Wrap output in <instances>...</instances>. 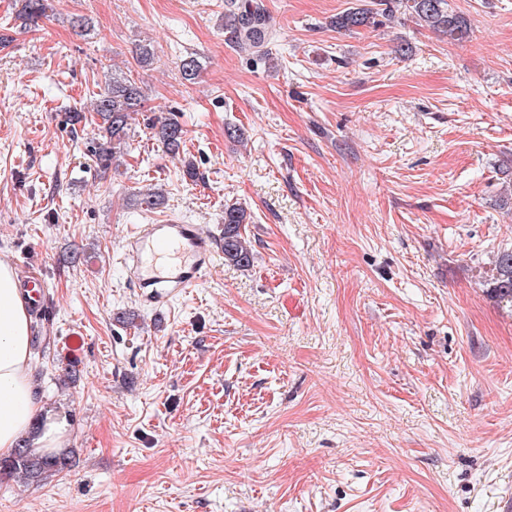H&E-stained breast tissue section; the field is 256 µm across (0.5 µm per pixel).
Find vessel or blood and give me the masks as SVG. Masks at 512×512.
Segmentation results:
<instances>
[{
  "label": "vessel or blood",
  "instance_id": "b4317fda",
  "mask_svg": "<svg viewBox=\"0 0 512 512\" xmlns=\"http://www.w3.org/2000/svg\"><path fill=\"white\" fill-rule=\"evenodd\" d=\"M124 249L130 281L145 289V303L156 308L198 286L215 256L208 229L177 221L137 225Z\"/></svg>",
  "mask_w": 512,
  "mask_h": 512
}]
</instances>
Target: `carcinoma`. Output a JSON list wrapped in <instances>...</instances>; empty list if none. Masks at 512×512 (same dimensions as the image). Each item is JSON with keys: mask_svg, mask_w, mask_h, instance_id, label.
Instances as JSON below:
<instances>
[{"mask_svg": "<svg viewBox=\"0 0 512 512\" xmlns=\"http://www.w3.org/2000/svg\"><path fill=\"white\" fill-rule=\"evenodd\" d=\"M403 10L419 25L448 35L450 41L467 38V21L448 9V0H371V5L361 4L336 15L331 25L338 30L352 31L358 28H377ZM48 0H22L20 17L24 23L37 26L47 16ZM224 37L241 52H248L271 60L265 45L270 39V16L262 0H224ZM179 70L182 79L193 82L200 72V62L189 57ZM141 88L127 77H112L107 88L97 94L93 111L98 117L99 138L92 140L91 155L98 168L107 171L128 147L132 114L142 111ZM152 137L173 156L180 155L186 131L179 120V113L170 112L162 120L148 123ZM164 193L148 188L139 193V204L156 208L164 204ZM251 216L237 204L224 206L222 250L224 262L237 268H248L253 261L252 249L246 235V224ZM484 286L497 303L512 308V250L499 251L491 262L490 274L483 280ZM66 452L41 453L24 440L14 453L0 459V483L21 482L27 486H40L49 476L61 473L69 467Z\"/></svg>", "mask_w": 512, "mask_h": 512, "instance_id": "cac0c4a2", "label": "carcinoma"}]
</instances>
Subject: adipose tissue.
Here are the masks:
<instances>
[{
	"mask_svg": "<svg viewBox=\"0 0 512 512\" xmlns=\"http://www.w3.org/2000/svg\"><path fill=\"white\" fill-rule=\"evenodd\" d=\"M32 303L9 263L0 262V458L10 457L22 439L56 451L70 428L65 416L44 410L30 363Z\"/></svg>",
	"mask_w": 512,
	"mask_h": 512,
	"instance_id": "obj_1",
	"label": "adipose tissue"
}]
</instances>
